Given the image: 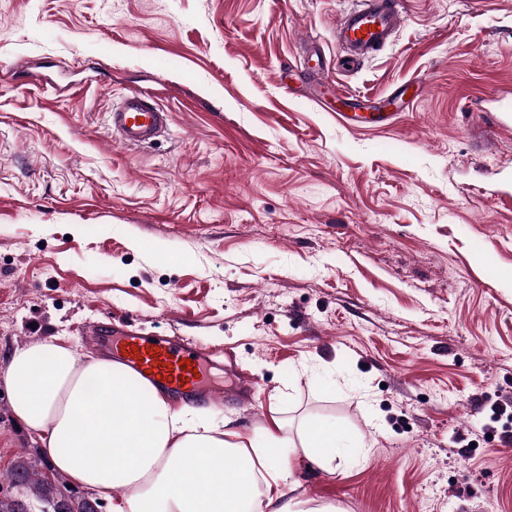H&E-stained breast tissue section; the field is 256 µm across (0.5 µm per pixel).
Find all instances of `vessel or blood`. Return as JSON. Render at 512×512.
Returning <instances> with one entry per match:
<instances>
[{"label": "vessel or blood", "mask_w": 512, "mask_h": 512, "mask_svg": "<svg viewBox=\"0 0 512 512\" xmlns=\"http://www.w3.org/2000/svg\"><path fill=\"white\" fill-rule=\"evenodd\" d=\"M404 18L401 0H358L337 22L335 38L343 54L341 68L354 67L388 43ZM344 125L381 123L391 120L388 112H337ZM173 123L172 112L158 108L148 92L131 90L110 114L112 138L130 148L151 143L166 134ZM93 344L109 341L115 358L148 384L174 393H192L215 403L224 397V387L209 380L208 353L187 347L182 339H150L126 330L96 324L87 330Z\"/></svg>", "instance_id": "1"}]
</instances>
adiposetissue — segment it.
Segmentation results:
<instances>
[{
	"instance_id": "1",
	"label": "adipose tissue",
	"mask_w": 512,
	"mask_h": 512,
	"mask_svg": "<svg viewBox=\"0 0 512 512\" xmlns=\"http://www.w3.org/2000/svg\"><path fill=\"white\" fill-rule=\"evenodd\" d=\"M0 380L53 467L112 512H339L284 490L296 463L288 448L335 469L343 439L333 424L308 423L293 439L277 418L257 439L230 418L173 408L111 357L78 358L61 336L15 349Z\"/></svg>"
}]
</instances>
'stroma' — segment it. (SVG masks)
<instances>
[{
  "label": "stroma",
  "mask_w": 512,
  "mask_h": 512,
  "mask_svg": "<svg viewBox=\"0 0 512 512\" xmlns=\"http://www.w3.org/2000/svg\"><path fill=\"white\" fill-rule=\"evenodd\" d=\"M357 0H0V370L112 321L215 350L255 382L212 416L334 424L355 466L285 491L342 512H512V0H404L391 42L335 70ZM330 83L393 102L354 130ZM132 89L172 112L129 149ZM0 381V473L39 438ZM151 95L129 90L110 112L112 139L129 148L149 144L166 134L173 123L172 112L158 108ZM336 119L343 125L357 126L389 121L395 118L394 112H341L336 110Z\"/></svg>",
  "instance_id": "1"
}]
</instances>
